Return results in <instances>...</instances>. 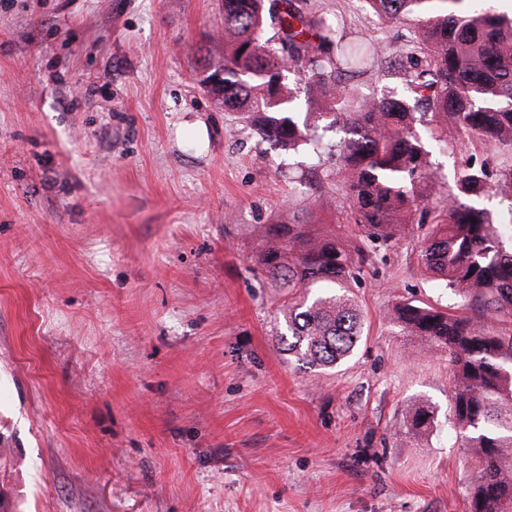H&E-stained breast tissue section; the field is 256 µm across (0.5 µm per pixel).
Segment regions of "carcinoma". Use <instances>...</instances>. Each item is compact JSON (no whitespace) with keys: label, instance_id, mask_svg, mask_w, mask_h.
I'll return each mask as SVG.
<instances>
[{"label":"carcinoma","instance_id":"1","mask_svg":"<svg viewBox=\"0 0 512 512\" xmlns=\"http://www.w3.org/2000/svg\"><path fill=\"white\" fill-rule=\"evenodd\" d=\"M221 3L224 53L201 66L198 85L284 155L318 158L325 134L341 131L349 222L371 243L434 214L420 262L462 305L453 312L409 301L389 320L448 354L455 419L478 458L466 488L470 512H512V226L478 203L492 191L512 201V162L497 161L512 155V14L484 0H365L382 18L410 22L416 43L398 50L410 96L367 101L352 81L386 46L339 34L290 0ZM450 130L486 157L461 159L448 203L432 211L427 142L447 145ZM301 223L294 213L276 225L260 264L277 287L296 292L276 308L285 350L325 370L350 357L365 317L348 293L351 254ZM491 318L501 327L490 329ZM407 413L416 432L434 423L423 402Z\"/></svg>","mask_w":512,"mask_h":512}]
</instances>
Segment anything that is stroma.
Segmentation results:
<instances>
[{
	"label": "stroma",
	"mask_w": 512,
	"mask_h": 512,
	"mask_svg": "<svg viewBox=\"0 0 512 512\" xmlns=\"http://www.w3.org/2000/svg\"><path fill=\"white\" fill-rule=\"evenodd\" d=\"M294 4L388 46L362 99L402 92L410 25ZM221 31L218 0H0V512H469L448 357L387 319L458 304L419 262L429 225L362 262L353 355L299 367L259 257L312 191L196 84L189 46ZM472 151L433 149L430 206ZM338 169L324 147L331 205L303 215L351 252ZM407 413L410 418V424L412 430L419 432L430 428L434 423V413L423 402L412 404L408 407Z\"/></svg>",
	"instance_id": "35a3bbf8"
}]
</instances>
